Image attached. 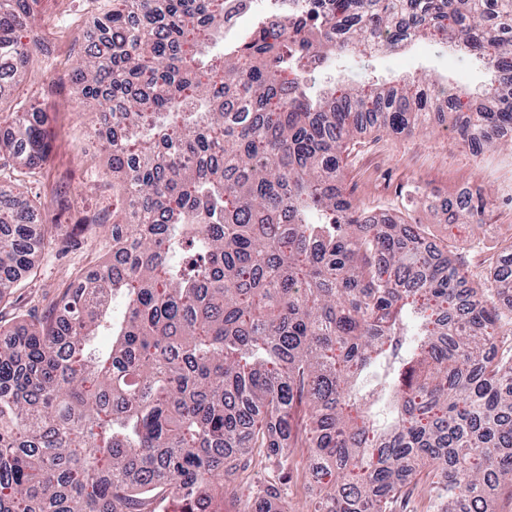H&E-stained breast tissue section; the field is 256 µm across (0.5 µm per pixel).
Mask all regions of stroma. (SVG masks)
<instances>
[{
	"label": "stroma",
	"mask_w": 512,
	"mask_h": 512,
	"mask_svg": "<svg viewBox=\"0 0 512 512\" xmlns=\"http://www.w3.org/2000/svg\"><path fill=\"white\" fill-rule=\"evenodd\" d=\"M43 31L54 34L55 58L18 61L21 76L0 85V103L12 107L36 97L53 133L42 172L14 170L0 175V201L7 186L20 184L28 199L43 204L44 244L35 269L25 274L27 288L11 295L0 316L45 308L71 279L90 272L108 256L112 242V171L98 134L100 107L75 94L76 67L96 34L94 0H38L34 7ZM336 73L358 85L387 82L397 75L467 85L481 94L489 77L480 59L465 50L424 40L379 56L345 52L336 57ZM352 202L377 215H396L423 225L431 239L451 246L471 280H482L500 245L512 242V131L497 135L482 154H474L460 135L453 114L431 120L410 134L366 131L358 135L344 169ZM481 188L490 209L480 221L449 222L445 205L465 189ZM307 458L288 480L274 465L255 480L276 482L293 512H314L315 491L304 471Z\"/></svg>",
	"instance_id": "stroma-1"
}]
</instances>
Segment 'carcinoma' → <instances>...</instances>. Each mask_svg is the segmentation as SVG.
Listing matches in <instances>:
<instances>
[{"label": "carcinoma", "mask_w": 512, "mask_h": 512, "mask_svg": "<svg viewBox=\"0 0 512 512\" xmlns=\"http://www.w3.org/2000/svg\"><path fill=\"white\" fill-rule=\"evenodd\" d=\"M107 52L79 67L112 153V253L0 347V512H267L236 479L258 448L308 449L316 512H394L425 469L427 512H488L512 485V243L473 286L420 224H374L343 188L365 124L429 116L403 87L318 86L338 52L437 37L485 62L489 100L463 136L512 128V0H311L224 43L228 0H97ZM0 77L52 60L31 0H0ZM321 60L312 66V58ZM0 168L34 175L51 139L21 103ZM489 202L469 190L457 214ZM38 207L0 210V272L36 262Z\"/></svg>", "instance_id": "carcinoma-1"}]
</instances>
